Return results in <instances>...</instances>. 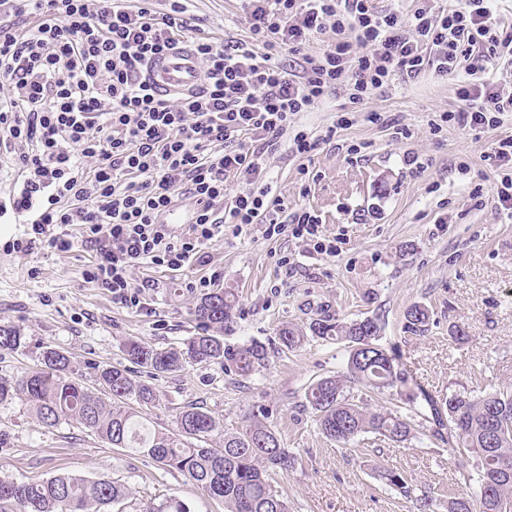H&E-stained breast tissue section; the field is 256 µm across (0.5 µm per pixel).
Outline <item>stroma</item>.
<instances>
[{
	"label": "stroma",
	"mask_w": 512,
	"mask_h": 512,
	"mask_svg": "<svg viewBox=\"0 0 512 512\" xmlns=\"http://www.w3.org/2000/svg\"><path fill=\"white\" fill-rule=\"evenodd\" d=\"M242 9L241 0H191L188 6L206 35L245 43ZM454 90L445 78L397 75L363 103L339 96L298 116V125L320 141L304 159L279 147L269 177L285 213L306 207L320 216L323 234L338 241L335 256L311 253L298 239L266 238L258 224L238 236L228 231L183 273L136 268L133 283L145 285L151 309L135 312L82 279L91 249L44 248L24 256L0 246V325L19 329L31 345L25 352H0V376L33 367L34 347L50 344L68 353L77 378L94 385L95 365L129 366L128 340L166 348L197 333L199 296L187 284L205 279L238 301L225 344L263 343L270 363L246 377L217 364H189L157 377L159 400L148 412L155 428L172 429L192 404L229 430L262 410L297 457L292 471L272 479L289 512H414L410 499L385 484L382 474L390 469L433 496L436 512H446L449 498L466 489L473 457H450L447 444L431 436L423 414L404 397L363 384L348 388L351 400L401 413L415 436L398 445L364 433L339 447L320 433L305 392L345 372V343L306 335L300 347L285 351L279 332L290 327L306 334L325 314L340 322L372 317L382 326L380 345L397 356L410 389L439 398L512 389V210L499 207L495 176L482 160L494 142L512 137V115L485 132L453 124L431 131L430 120L457 108ZM343 108L351 109L352 125L326 137ZM374 111L381 121H371ZM391 121L405 125L409 138L394 141ZM358 143L366 146L363 156L348 158L347 146ZM407 153L417 156L419 167L404 163ZM479 185L484 195L477 203L471 192ZM284 255L290 267L280 265ZM416 303L431 312L420 335L405 328V314ZM455 325L465 329L467 341L451 339ZM0 430L9 437L8 447H0L1 479L105 477L129 490L122 512H142L169 498L190 512H226L183 474L112 447L78 423L45 426L22 401L0 405Z\"/></svg>",
	"instance_id": "1"
}]
</instances>
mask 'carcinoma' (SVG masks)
<instances>
[{
  "label": "carcinoma",
  "instance_id": "carcinoma-1",
  "mask_svg": "<svg viewBox=\"0 0 512 512\" xmlns=\"http://www.w3.org/2000/svg\"><path fill=\"white\" fill-rule=\"evenodd\" d=\"M236 298L221 289L203 294L194 308L199 331L178 346L156 348L132 340L126 345L131 363L158 377L181 371L185 365L219 364L224 370L248 376L268 364V349L260 342L238 347L224 344V324L235 315ZM429 310L419 304L406 313L407 329L417 333L429 324ZM312 336L345 341L350 353L347 372L324 377L309 386L305 398L325 437L345 447L363 433H375L403 444L412 438L410 421L388 409L371 410L354 403L347 385L364 383L381 393L406 387L408 378L399 361L379 344L381 326L375 318L339 323L321 317L309 324ZM28 346L12 326H0V351ZM36 368L17 376H0V405L19 399L46 426L75 421L114 448L147 455L174 469L211 497L224 501L227 512H288L287 502L273 493L269 479L293 468L295 457L276 432L257 416L242 429L229 432L200 407H188L175 428L151 431L141 411L156 405L157 388L132 375V370L97 365L98 395L71 377L73 365L63 350L37 347ZM434 436L448 439V454L464 448L475 458L478 493H460L448 500V512H512V391L473 397L456 392L436 401L423 395ZM387 485L413 498L418 512H434V500L415 489L399 472H384ZM129 496L128 489L105 478L58 475L48 480L14 482L0 479V512L16 503L23 512H109L108 507ZM143 512H189L176 499L151 504Z\"/></svg>",
  "mask_w": 512,
  "mask_h": 512
}]
</instances>
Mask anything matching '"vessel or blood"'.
Here are the masks:
<instances>
[{
	"label": "vessel or blood",
	"mask_w": 512,
	"mask_h": 512,
	"mask_svg": "<svg viewBox=\"0 0 512 512\" xmlns=\"http://www.w3.org/2000/svg\"><path fill=\"white\" fill-rule=\"evenodd\" d=\"M145 76L156 91L178 96L190 93L198 80L199 63L191 44L181 43L149 62Z\"/></svg>",
	"instance_id": "1"
}]
</instances>
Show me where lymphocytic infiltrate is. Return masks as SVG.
Listing matches in <instances>:
<instances>
[{
	"label": "lymphocytic infiltrate",
	"mask_w": 512,
	"mask_h": 512,
	"mask_svg": "<svg viewBox=\"0 0 512 512\" xmlns=\"http://www.w3.org/2000/svg\"><path fill=\"white\" fill-rule=\"evenodd\" d=\"M168 2L159 12L124 0H0V148L21 173L11 205L29 226L6 248H92L83 279L127 309L148 305L134 268L183 272L227 229L239 235L259 224L267 238L290 236L335 255L314 211L280 217L267 180L279 141L295 156L314 150L296 119L326 96L341 92L358 104L398 74L457 76L460 105L433 130L448 122L493 130L512 112V87L487 76L492 61L512 69V31L494 18L498 0H460L437 13L424 5L407 19L371 0H244L258 53L198 35L187 0ZM324 34L325 48L309 52ZM184 39L200 61L198 87L159 96L143 67ZM483 160L499 204L512 210V138ZM235 182L239 191L227 196ZM184 199L196 222L177 233L163 218Z\"/></svg>",
	"instance_id": "obj_1"
}]
</instances>
